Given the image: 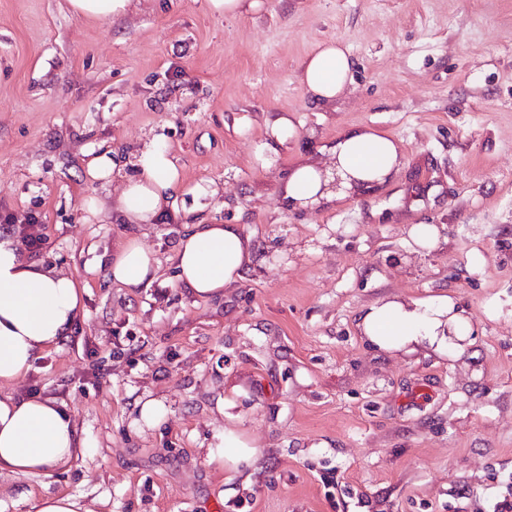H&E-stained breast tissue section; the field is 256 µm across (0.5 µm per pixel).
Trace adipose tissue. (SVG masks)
Wrapping results in <instances>:
<instances>
[{
  "mask_svg": "<svg viewBox=\"0 0 512 512\" xmlns=\"http://www.w3.org/2000/svg\"><path fill=\"white\" fill-rule=\"evenodd\" d=\"M352 62L335 41L318 45L301 64L299 80L315 102L331 104L351 83ZM331 166L297 167L283 188L287 206L312 208L344 198L361 186L380 185L395 174L400 149L371 131L341 137L331 151ZM136 174L112 198L86 200L94 215L110 212L126 224H150L177 197L207 196V188L186 187L169 150L146 146L134 162ZM340 177L338 190L329 187ZM252 243L233 224H189L173 260L179 284L199 298L223 296L242 280ZM158 270L154 255L128 240L113 262V282L140 287ZM84 290L72 275L48 269L22 252L13 233L0 232V385L24 377L35 360L66 338L85 313ZM374 349L411 354L429 349L444 355L470 345L475 328L467 309L449 295L381 299L365 306L357 323ZM82 449L76 426L56 402L36 395L0 394V477H51L70 465Z\"/></svg>",
  "mask_w": 512,
  "mask_h": 512,
  "instance_id": "adipose-tissue-1",
  "label": "adipose tissue"
}]
</instances>
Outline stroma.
I'll list each match as a JSON object with an SVG mask.
<instances>
[{"mask_svg":"<svg viewBox=\"0 0 512 512\" xmlns=\"http://www.w3.org/2000/svg\"><path fill=\"white\" fill-rule=\"evenodd\" d=\"M139 0L91 20L67 0H0V213H33L38 257L85 290V315L16 397L63 404L86 451L48 478L0 479V502L69 494L87 512H479L512 480V0ZM335 40L353 80L331 105L297 74ZM289 118L292 132L274 133ZM352 131L396 141L385 184L290 210L292 170ZM164 144L186 184L151 224L91 215L136 154ZM121 165L86 175L90 150ZM234 224L254 254L224 295L179 286L183 211ZM439 231L429 250L409 230ZM159 262L138 288L107 269L129 238ZM446 293L472 315L464 352L389 355L361 309ZM232 400L251 467L211 462ZM163 419L146 424L143 403ZM335 487L327 488L323 477ZM208 8L217 15H245L257 12L261 6V0H207Z\"/></svg>","mask_w":512,"mask_h":512,"instance_id":"obj_1","label":"stroma"}]
</instances>
